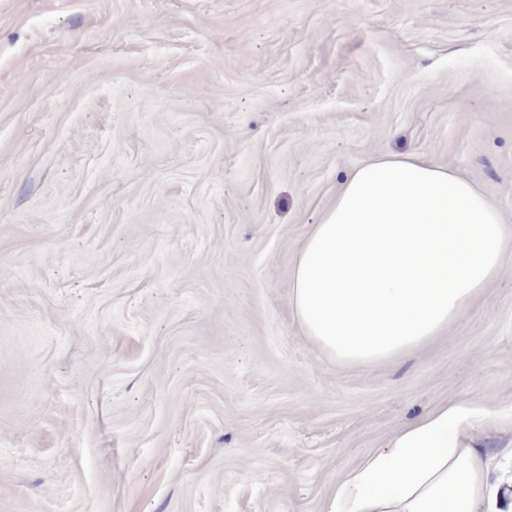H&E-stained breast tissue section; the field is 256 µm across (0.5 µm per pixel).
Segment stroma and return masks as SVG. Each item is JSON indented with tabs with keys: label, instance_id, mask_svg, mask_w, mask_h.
Wrapping results in <instances>:
<instances>
[{
	"label": "stroma",
	"instance_id": "obj_1",
	"mask_svg": "<svg viewBox=\"0 0 512 512\" xmlns=\"http://www.w3.org/2000/svg\"><path fill=\"white\" fill-rule=\"evenodd\" d=\"M414 152L512 223V0H0V512H326L400 424L512 415V253L423 350L290 304L348 172Z\"/></svg>",
	"mask_w": 512,
	"mask_h": 512
}]
</instances>
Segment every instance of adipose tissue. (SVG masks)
<instances>
[{
	"instance_id": "ef3b65f1",
	"label": "adipose tissue",
	"mask_w": 512,
	"mask_h": 512,
	"mask_svg": "<svg viewBox=\"0 0 512 512\" xmlns=\"http://www.w3.org/2000/svg\"><path fill=\"white\" fill-rule=\"evenodd\" d=\"M512 225L465 176L417 154L354 168L298 249L291 303L305 336L336 361L416 351L503 270ZM498 416L454 400L397 428L332 495L327 512H512L497 472Z\"/></svg>"
}]
</instances>
